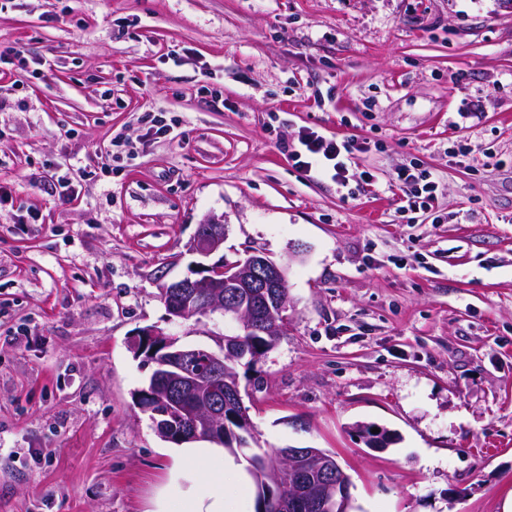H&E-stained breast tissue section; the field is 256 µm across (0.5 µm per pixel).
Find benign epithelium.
Returning a JSON list of instances; mask_svg holds the SVG:
<instances>
[{
    "label": "benign epithelium",
    "instance_id": "7a95c632",
    "mask_svg": "<svg viewBox=\"0 0 512 512\" xmlns=\"http://www.w3.org/2000/svg\"><path fill=\"white\" fill-rule=\"evenodd\" d=\"M225 225L209 218L199 224L190 242L189 252L196 255L190 274L179 279L167 278L164 269L156 271L154 280L167 306V321H200L205 315L219 313L234 322L237 330L222 337L219 348L202 351L209 375L224 371V358L239 356V343L243 336L265 334L279 336L284 321L276 319L270 305L274 290L288 286L285 269L261 252L252 250L244 257L228 262L224 259L211 263V256L224 251ZM178 338L148 326L133 332L129 347L144 355L151 363L158 362L161 373L156 379L178 383V391L163 398L157 384L142 389L157 401L167 400V420L155 422V429L173 439L185 436H208L224 439V416L228 409L243 407L240 386L224 393V405H215L206 413L198 412L181 393L193 387L197 379L183 370L185 360L193 350L177 345ZM356 432L370 447L383 448L390 443V435L371 432L359 425ZM281 463L288 484V495L276 505L279 512H322L327 505H336V512H350L351 481L338 475L335 457L321 448H285Z\"/></svg>",
    "mask_w": 512,
    "mask_h": 512
}]
</instances>
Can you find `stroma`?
I'll use <instances>...</instances> for the list:
<instances>
[{
	"mask_svg": "<svg viewBox=\"0 0 512 512\" xmlns=\"http://www.w3.org/2000/svg\"><path fill=\"white\" fill-rule=\"evenodd\" d=\"M0 100V512H150L175 456L128 341L235 332L167 322L154 281L188 274L208 218L225 257L287 271L286 329L241 381L261 447L328 450L354 512H503L511 7L0 0ZM302 127L352 144L348 186L280 148ZM410 166L432 209L405 210ZM359 424L398 440L366 447Z\"/></svg>",
	"mask_w": 512,
	"mask_h": 512,
	"instance_id": "obj_1",
	"label": "stroma"
}]
</instances>
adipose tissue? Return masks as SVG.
I'll list each match as a JSON object with an SVG mask.
<instances>
[{
  "label": "adipose tissue",
  "mask_w": 512,
  "mask_h": 512,
  "mask_svg": "<svg viewBox=\"0 0 512 512\" xmlns=\"http://www.w3.org/2000/svg\"><path fill=\"white\" fill-rule=\"evenodd\" d=\"M185 465L178 476L183 482L179 502H172L168 492H161L154 512H254L245 473L235 458L225 455L223 448L206 441L181 445L177 449ZM217 461L216 469L202 472L193 464Z\"/></svg>",
  "instance_id": "adipose-tissue-1"
}]
</instances>
